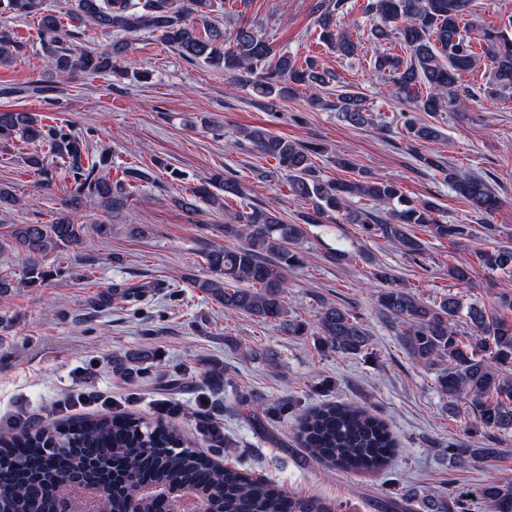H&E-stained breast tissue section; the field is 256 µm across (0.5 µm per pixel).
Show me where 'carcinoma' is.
<instances>
[{
    "instance_id": "carcinoma-1",
    "label": "carcinoma",
    "mask_w": 512,
    "mask_h": 512,
    "mask_svg": "<svg viewBox=\"0 0 512 512\" xmlns=\"http://www.w3.org/2000/svg\"><path fill=\"white\" fill-rule=\"evenodd\" d=\"M474 0H367L365 12L375 21L376 40L395 39L404 55L385 53L373 59L372 67L393 79L394 94L429 116L469 99L477 92L461 87L462 73L479 64L489 68L483 92L494 95L512 89V18L500 27L484 28L473 41L467 25L474 24ZM219 0H77L69 29L44 0H0V17L15 15L37 22L42 47L53 73L65 77L75 71L107 75L125 83L147 78L116 64L130 48L119 39L107 50L76 49L75 30L91 23L117 35L148 30L191 61L205 59L224 64V72L252 87L272 110L277 101L296 93V87L324 89L336 76L307 58L300 62L273 44L240 26L230 35L208 20ZM346 0H318L319 40L344 58L358 55L360 45L336 24ZM24 49V43L7 25H0V64H8ZM333 107L348 123L364 126L372 113L363 94L347 91L336 95ZM405 130L416 142H434L439 128L410 119ZM242 136L264 157L275 160L287 176L292 195L307 199L313 212L302 215L299 224L286 223L276 212L253 206L231 213L224 224V238L233 246L204 251L211 275L191 280L190 286L214 298L227 312H241L264 321H280L286 314L288 269L301 261L300 243L305 225L337 213L347 224H359L370 236L397 245L417 260L426 252V242L413 234L418 224L438 238L467 239V224H446L432 200L409 201L395 181L378 180L366 173L355 179L322 180L313 158L324 152L314 143H302L278 135L263 126H251ZM20 139L28 144H48L51 152L69 166L73 177L70 199L49 224H11L0 239V251L9 249L21 257L23 278L0 275V296L19 286L37 287L47 277L44 262L54 253L74 250L85 241L87 228L77 211L81 198L93 197L106 214L118 218L128 208L129 189L138 182H154L145 170L128 167L124 179L112 180L100 169H110L112 158L103 154L89 165V139L68 125L43 122L33 112L0 111V144ZM422 162L446 173L448 187L473 211L491 214L499 198L478 176H460L436 155H423ZM28 166L46 182L53 170L44 158L31 154ZM219 184V197L209 184ZM241 194L239 184L221 176L192 191L180 205L190 209L193 200L204 199L225 208V198ZM386 205L385 214L355 204ZM512 272V246H476L470 258L448 264V279L467 283L475 266ZM375 279L388 283L375 296L381 315L397 329L398 341L415 364L430 369L441 366L436 383L448 397L466 404L470 426L484 434L512 431V318L493 307L466 302L448 294L428 303L413 289L394 284L391 273L379 269ZM467 318L468 330L457 329L455 320ZM319 336L324 346L347 355L366 352L370 336L360 318L343 305L327 304L318 313ZM297 438L311 456L345 471L385 467L397 451V441L386 423L368 409L356 405L326 404L305 415L298 423ZM489 444H448L455 461H479L499 455ZM76 476L104 489L97 512H168L164 499L144 495L147 484L169 492L187 489L199 503L197 512H327L312 497H301L248 473L235 463H219L197 448L177 427L163 420L147 422L133 415H100L70 425L51 422L25 429H0V496L8 512H32L37 503L42 512H84L83 500L66 477ZM478 496L490 512H512V482L484 483ZM433 512H469L468 496L450 493L431 504Z\"/></svg>"
}]
</instances>
